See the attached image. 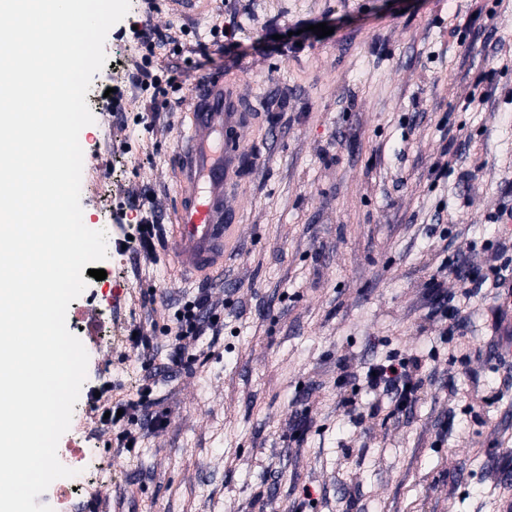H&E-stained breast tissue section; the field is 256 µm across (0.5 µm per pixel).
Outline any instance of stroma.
<instances>
[{"mask_svg":"<svg viewBox=\"0 0 512 512\" xmlns=\"http://www.w3.org/2000/svg\"><path fill=\"white\" fill-rule=\"evenodd\" d=\"M134 22L148 43L129 34ZM318 23L333 34H309L299 53L261 48L269 32ZM104 49L133 105H91L80 141L105 179L80 202L84 224L107 235V277L67 311L89 361L81 424L57 455L86 490L55 512H503L512 292L491 274L512 282V250L493 252L512 228L491 216L512 199V0H130ZM145 55L177 65L173 85L139 89ZM217 78L252 118L235 134L245 161L226 199L239 219L200 281L175 274L167 240L194 93ZM142 206L159 215L146 244L119 221ZM461 252L483 288L439 274ZM444 290L465 340L429 316ZM204 294L223 327L168 371L173 305ZM140 328L153 348L133 343ZM410 355L441 376L412 413L351 421L340 399L373 396L339 385V360ZM147 381L161 423L130 452L119 427L99 424L94 394L135 401Z\"/></svg>","mask_w":512,"mask_h":512,"instance_id":"35a3bbf8","label":"stroma"}]
</instances>
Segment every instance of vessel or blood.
Here are the masks:
<instances>
[{
    "label": "vessel or blood",
    "instance_id": "1",
    "mask_svg": "<svg viewBox=\"0 0 512 512\" xmlns=\"http://www.w3.org/2000/svg\"><path fill=\"white\" fill-rule=\"evenodd\" d=\"M246 119V113L230 109L223 81L199 88L181 156L177 222L168 242L187 271L204 273L224 258L227 234L236 220L235 213L224 208V190L238 161L228 137Z\"/></svg>",
    "mask_w": 512,
    "mask_h": 512
}]
</instances>
